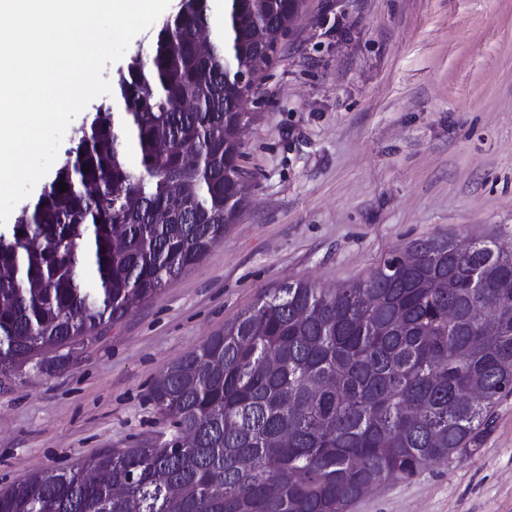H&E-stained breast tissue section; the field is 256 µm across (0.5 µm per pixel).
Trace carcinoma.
I'll use <instances>...</instances> for the list:
<instances>
[{
  "mask_svg": "<svg viewBox=\"0 0 512 512\" xmlns=\"http://www.w3.org/2000/svg\"><path fill=\"white\" fill-rule=\"evenodd\" d=\"M302 2L180 0L129 57L0 232L1 378L43 371L35 357L79 348L224 238L243 200L238 74L273 59L267 30ZM509 395L512 247L416 240L350 285L265 292L154 385L168 437L1 488L0 512H347L472 454Z\"/></svg>",
  "mask_w": 512,
  "mask_h": 512,
  "instance_id": "obj_1",
  "label": "carcinoma"
}]
</instances>
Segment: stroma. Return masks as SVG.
Listing matches in <instances>:
<instances>
[{
  "label": "stroma",
  "mask_w": 512,
  "mask_h": 512,
  "mask_svg": "<svg viewBox=\"0 0 512 512\" xmlns=\"http://www.w3.org/2000/svg\"><path fill=\"white\" fill-rule=\"evenodd\" d=\"M242 109L250 187L223 241L48 371L0 384V488L157 438L160 374L267 290L362 280L432 237L512 246V0H304ZM348 512H512V395L469 457Z\"/></svg>",
  "instance_id": "1"
}]
</instances>
